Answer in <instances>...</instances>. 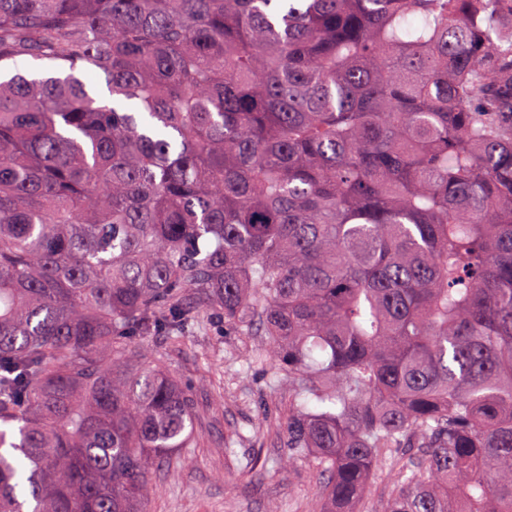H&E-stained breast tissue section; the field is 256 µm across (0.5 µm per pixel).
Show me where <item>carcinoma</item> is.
Instances as JSON below:
<instances>
[{
	"mask_svg": "<svg viewBox=\"0 0 512 512\" xmlns=\"http://www.w3.org/2000/svg\"><path fill=\"white\" fill-rule=\"evenodd\" d=\"M0 512H146L273 339L311 512H512V0H0ZM107 101L91 95L88 74ZM393 482L394 477L387 469L383 468L374 474L365 499L367 507L371 510L368 512H382L392 490Z\"/></svg>",
	"mask_w": 512,
	"mask_h": 512,
	"instance_id": "1",
	"label": "carcinoma"
}]
</instances>
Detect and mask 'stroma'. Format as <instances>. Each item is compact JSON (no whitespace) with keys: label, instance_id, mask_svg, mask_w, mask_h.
Masks as SVG:
<instances>
[{"label":"stroma","instance_id":"35a3bbf8","mask_svg":"<svg viewBox=\"0 0 512 512\" xmlns=\"http://www.w3.org/2000/svg\"><path fill=\"white\" fill-rule=\"evenodd\" d=\"M140 360L164 366L195 399L194 434L152 469L148 512H309L322 480L289 459L278 423L292 398L260 335L242 336L219 315L184 338H150Z\"/></svg>","mask_w":512,"mask_h":512}]
</instances>
